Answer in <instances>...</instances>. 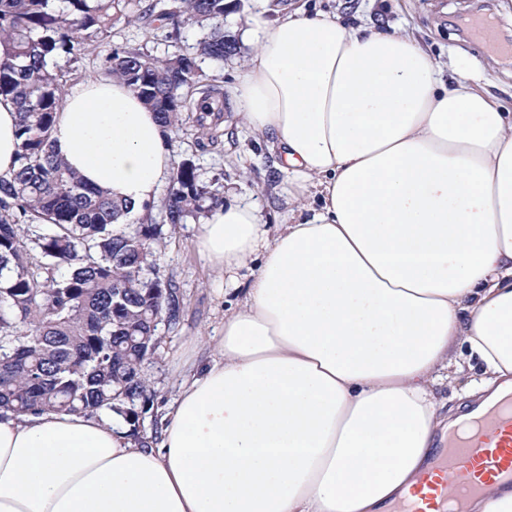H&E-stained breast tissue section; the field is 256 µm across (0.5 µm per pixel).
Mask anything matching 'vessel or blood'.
I'll return each mask as SVG.
<instances>
[{
    "label": "vessel or blood",
    "mask_w": 512,
    "mask_h": 512,
    "mask_svg": "<svg viewBox=\"0 0 512 512\" xmlns=\"http://www.w3.org/2000/svg\"><path fill=\"white\" fill-rule=\"evenodd\" d=\"M475 430L462 435L452 430L431 470L400 501L395 512H438L443 500L439 478H455V512H466L469 499L491 482L512 484V408L495 405L473 417Z\"/></svg>",
    "instance_id": "obj_1"
}]
</instances>
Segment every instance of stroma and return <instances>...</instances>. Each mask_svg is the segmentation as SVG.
Wrapping results in <instances>:
<instances>
[{
  "instance_id": "obj_1",
  "label": "stroma",
  "mask_w": 512,
  "mask_h": 512,
  "mask_svg": "<svg viewBox=\"0 0 512 512\" xmlns=\"http://www.w3.org/2000/svg\"><path fill=\"white\" fill-rule=\"evenodd\" d=\"M308 12L336 15L348 26L383 30L403 28L418 39L445 80L465 74L476 88L486 90L506 111L512 112V54L491 60L490 50L470 28L474 16L493 19L498 38L512 43V0H289ZM204 31L191 21L171 27L136 15L115 17L101 36L71 67L63 69L60 81L72 87L90 75L109 77L113 52L139 49L164 60L178 53L193 52ZM244 62L243 56L217 64L204 62L202 69L214 80L224 101L225 125L201 126L190 120L171 150L191 159L200 184L218 190L225 200L251 199L258 203L264 223L288 221V174L274 164L266 140L236 115L228 94ZM198 223L190 219L169 232L161 266L180 290V325L161 329L159 356L146 365L145 375L155 394L154 408L144 418L152 429L158 409L177 393L176 380L190 366L207 359L202 342H216L224 327V274L198 252Z\"/></svg>"
}]
</instances>
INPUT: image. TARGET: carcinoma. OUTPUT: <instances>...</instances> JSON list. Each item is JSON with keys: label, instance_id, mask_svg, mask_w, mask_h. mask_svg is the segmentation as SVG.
I'll use <instances>...</instances> for the list:
<instances>
[{"label": "carcinoma", "instance_id": "1", "mask_svg": "<svg viewBox=\"0 0 512 512\" xmlns=\"http://www.w3.org/2000/svg\"><path fill=\"white\" fill-rule=\"evenodd\" d=\"M242 0H0V96L19 114V168L0 178V418L62 413L134 419L153 407L144 366L155 358L158 325L179 321L180 299L160 261L162 224H128L125 201L85 184L55 153L52 129L63 104L58 60L75 62L123 14L208 28L193 54L156 60L116 52L111 73L160 115L167 140L186 121L180 90L200 85V111L220 94L200 84L198 61L238 55L224 17ZM224 205L199 184L192 160L173 161L166 223Z\"/></svg>", "mask_w": 512, "mask_h": 512}]
</instances>
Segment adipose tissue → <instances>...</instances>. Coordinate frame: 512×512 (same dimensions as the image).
<instances>
[{"label":"adipose tissue","mask_w":512,"mask_h":512,"mask_svg":"<svg viewBox=\"0 0 512 512\" xmlns=\"http://www.w3.org/2000/svg\"><path fill=\"white\" fill-rule=\"evenodd\" d=\"M256 2L232 97L290 222L233 201L200 225L201 256L250 280L157 440L118 415L1 418L0 512H388L449 427L439 382L471 361L476 393L512 389V113L411 35ZM17 129L0 98L6 179ZM52 138L139 213L170 175L157 113L116 80L69 88Z\"/></svg>","instance_id":"adipose-tissue-1"}]
</instances>
